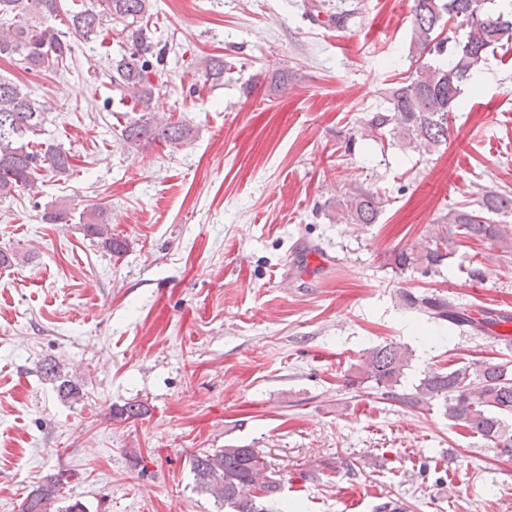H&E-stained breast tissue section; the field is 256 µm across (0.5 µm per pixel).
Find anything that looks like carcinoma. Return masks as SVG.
Here are the masks:
<instances>
[{
  "instance_id": "1",
  "label": "carcinoma",
  "mask_w": 512,
  "mask_h": 512,
  "mask_svg": "<svg viewBox=\"0 0 512 512\" xmlns=\"http://www.w3.org/2000/svg\"><path fill=\"white\" fill-rule=\"evenodd\" d=\"M414 0L412 40L417 58L444 52L450 46L445 66L423 64L390 91L386 111L372 113L366 122L372 133L389 132L417 150L428 152L448 142L450 114L457 110L461 86L489 48L512 41V0L508 10H498L499 0ZM152 0H84L80 8L66 11L67 31L46 24L62 11V0H0V57L13 59L27 72L67 67L72 60L70 37L85 42L96 39L107 22L123 25L121 33L127 49L112 61V83L131 100L141 115L121 130L123 141L140 145L145 138H158L172 147L183 145L192 135L187 126L157 115L153 82L163 65L166 47L154 40L152 29L144 23L151 16ZM463 36L442 37L447 26ZM48 108L32 94L28 85L0 76V198L18 191H35L39 176L72 170L70 155L54 147L40 148L31 136L42 129ZM381 198L363 191L352 198L342 218L352 224L375 222ZM489 214H512V195L486 192L475 208H452L442 218L443 228L432 236L423 252L403 248L392 255L395 269L411 270L423 276L438 271L448 258V229L477 240L502 241L505 229L488 222ZM86 232L100 240L111 253H120L123 242L112 237V228L99 207L83 214ZM407 305L419 307L433 319L455 327L483 331L482 322L460 311L441 297L401 294ZM410 361L408 347L387 343L366 352L357 364V373L347 378L350 386L373 383L382 395L415 409L435 404L444 409L448 420L480 435L502 451L512 449V430L504 418L512 415V369L506 363L482 360L470 365L441 369L424 375L409 392L399 385ZM45 375L59 381L62 399L80 396V388L63 379L56 366L43 367ZM145 414L140 403H128L113 412V417L128 420ZM191 469L196 488L209 494L229 512H268L260 500L281 493V480L269 474L270 463L256 448H221L193 456ZM66 481L50 476L28 493L22 512H51L63 497Z\"/></svg>"
}]
</instances>
